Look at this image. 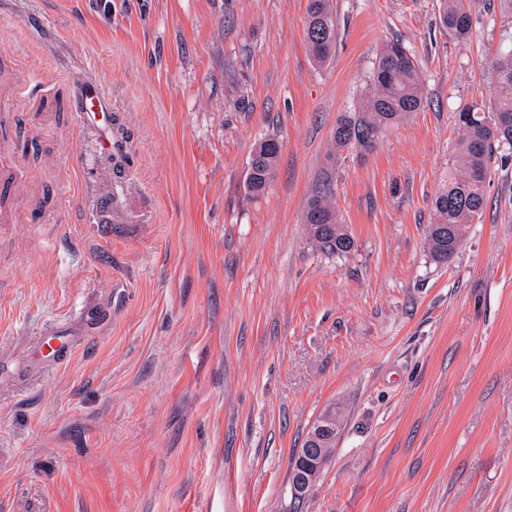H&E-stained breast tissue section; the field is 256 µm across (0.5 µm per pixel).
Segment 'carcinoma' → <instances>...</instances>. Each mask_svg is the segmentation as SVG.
I'll use <instances>...</instances> for the list:
<instances>
[{"label": "carcinoma", "instance_id": "cac0c4a2", "mask_svg": "<svg viewBox=\"0 0 512 512\" xmlns=\"http://www.w3.org/2000/svg\"><path fill=\"white\" fill-rule=\"evenodd\" d=\"M440 21L457 37H468L473 28L468 0H442ZM336 37L333 0H308L305 40L317 64L329 61ZM492 65L493 110L467 108L457 114V124L463 131L461 148L448 180L432 199V222L427 228L426 244L437 262L452 260L469 225L482 216L486 182L495 157L512 153V49L497 55ZM371 82V92L338 118L334 150L307 202L304 223L308 225V239L325 255L347 257L355 249V241L333 202L336 172L350 154L374 150L385 130L423 105L422 71L397 40L388 42L379 54ZM279 155L280 143L276 138L267 136L257 143L245 180L249 196L258 198L267 191L276 177Z\"/></svg>", "mask_w": 512, "mask_h": 512}]
</instances>
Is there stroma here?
Here are the masks:
<instances>
[{"instance_id": "obj_1", "label": "stroma", "mask_w": 512, "mask_h": 512, "mask_svg": "<svg viewBox=\"0 0 512 512\" xmlns=\"http://www.w3.org/2000/svg\"><path fill=\"white\" fill-rule=\"evenodd\" d=\"M307 0H0V108L15 156L0 223V512H512V160L451 262L426 247L431 201L490 110L512 47L497 0L473 30L439 0H333L325 65ZM399 40L422 107L342 168L350 256L309 243L304 211L338 117ZM39 92L13 97L18 71ZM129 141L120 230L86 218L113 176L72 115L84 73ZM281 143L264 197L244 189ZM63 331L60 365L35 356ZM336 447L301 502L290 459L329 407ZM337 20L332 0H308L305 40L312 58L324 65L336 43ZM440 21L458 38L468 37L473 28V17L467 0H442ZM280 143L272 136L260 140L248 163L245 190L253 198L264 194L277 173Z\"/></svg>"}]
</instances>
